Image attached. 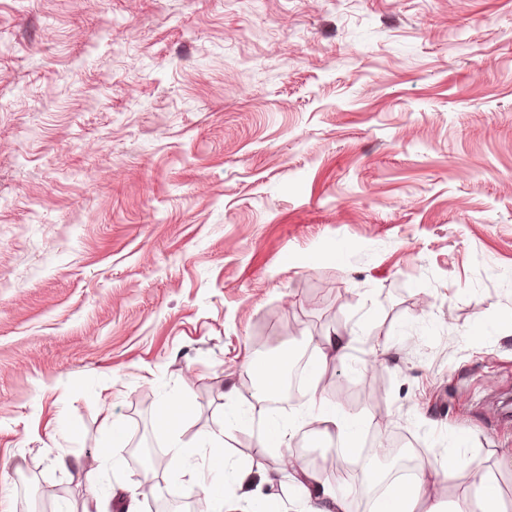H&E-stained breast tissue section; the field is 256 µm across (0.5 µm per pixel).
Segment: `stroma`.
Segmentation results:
<instances>
[{"label":"stroma","mask_w":512,"mask_h":512,"mask_svg":"<svg viewBox=\"0 0 512 512\" xmlns=\"http://www.w3.org/2000/svg\"><path fill=\"white\" fill-rule=\"evenodd\" d=\"M332 328L359 448L512 512V0H0V512H195L111 439L183 396L279 477L224 394ZM473 484L476 488L474 501L465 507H457L448 512H503L494 478L488 472L477 471Z\"/></svg>","instance_id":"35a3bbf8"}]
</instances>
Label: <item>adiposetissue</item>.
Instances as JSON below:
<instances>
[{
  "label": "adipose tissue",
  "instance_id": "ef3b65f1",
  "mask_svg": "<svg viewBox=\"0 0 512 512\" xmlns=\"http://www.w3.org/2000/svg\"><path fill=\"white\" fill-rule=\"evenodd\" d=\"M160 426L168 428V464L177 469L188 482L196 485L199 493L214 504L224 502V479L227 469L232 468L231 455L224 446V433L214 430L207 433L203 441L209 447V470L211 480L202 481L197 476L191 460L192 449L186 448L176 432V413L169 410L158 419ZM304 422L315 425L317 439L336 444L341 462H348L349 453L357 443L356 422L340 411L336 405L325 401L310 400ZM300 422L291 420L283 425L267 424L258 439L259 448L283 449L281 469L287 472L294 497L303 504L305 512H348V493L344 478L335 483L326 482L318 474L297 464L291 454L286 453L287 438ZM457 460L448 456L443 459L424 457L415 466L411 479L395 480L388 484L376 501V512H437L430 500L438 478H453Z\"/></svg>",
  "mask_w": 512,
  "mask_h": 512
}]
</instances>
